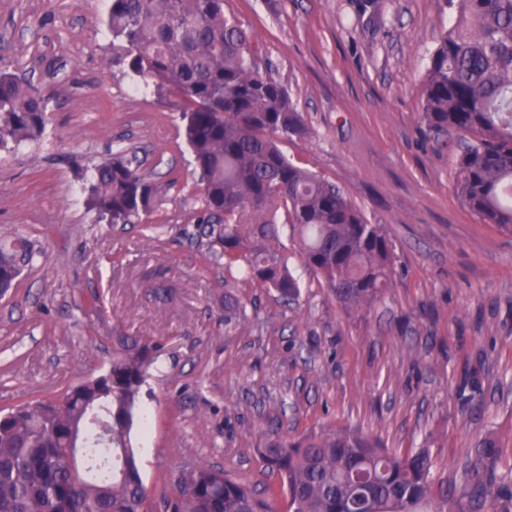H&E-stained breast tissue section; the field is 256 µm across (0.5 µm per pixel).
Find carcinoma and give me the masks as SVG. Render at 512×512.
<instances>
[{
    "label": "carcinoma",
    "instance_id": "obj_1",
    "mask_svg": "<svg viewBox=\"0 0 512 512\" xmlns=\"http://www.w3.org/2000/svg\"><path fill=\"white\" fill-rule=\"evenodd\" d=\"M225 0H110L105 27L112 65L161 93L181 97L183 135L203 185L202 234L218 258L245 259L250 282L292 302L297 279L279 251L284 213L304 264L348 310L371 306L389 287L392 249L336 184L292 162L281 139L306 133L301 114L267 68ZM456 17L430 53L421 112L434 139L450 134L462 152L456 192L486 224L512 233V0H450ZM47 99L26 80L0 73V148L40 138ZM99 219L130 224L149 213L159 187L118 153L86 178ZM250 210L254 223L237 217ZM28 242L0 246V289L32 265ZM157 346L114 338L112 364L61 397L0 415V512H151L131 446L142 386ZM109 422L112 442L92 418ZM498 442L475 446L466 471L469 499L456 512H481L487 500L512 512V492L497 481ZM280 479L288 512H444L426 451L393 453L358 431L322 429L272 436L260 449ZM173 512H273L267 499L205 462L176 486Z\"/></svg>",
    "mask_w": 512,
    "mask_h": 512
}]
</instances>
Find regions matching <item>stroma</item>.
Segmentation results:
<instances>
[{
  "instance_id": "stroma-1",
  "label": "stroma",
  "mask_w": 512,
  "mask_h": 512,
  "mask_svg": "<svg viewBox=\"0 0 512 512\" xmlns=\"http://www.w3.org/2000/svg\"><path fill=\"white\" fill-rule=\"evenodd\" d=\"M107 6L0 0V72L48 100L42 138L0 150V244L36 250L0 297V410L101 374L118 332L159 346L140 399L147 426L132 433L152 512H170L175 476L198 461L273 491L286 512L259 450L271 434L324 426L399 453L427 449L435 493L454 501L485 436L512 479V235L461 203L458 149L424 132L419 109L427 59L453 18L445 0L225 3L308 128L283 152L336 183L392 243L391 285L359 313L302 264L288 225L295 302L214 258L197 226L181 99L134 91L113 68ZM121 151L160 187L133 224L87 206L86 170ZM228 294L245 315L225 309Z\"/></svg>"
}]
</instances>
